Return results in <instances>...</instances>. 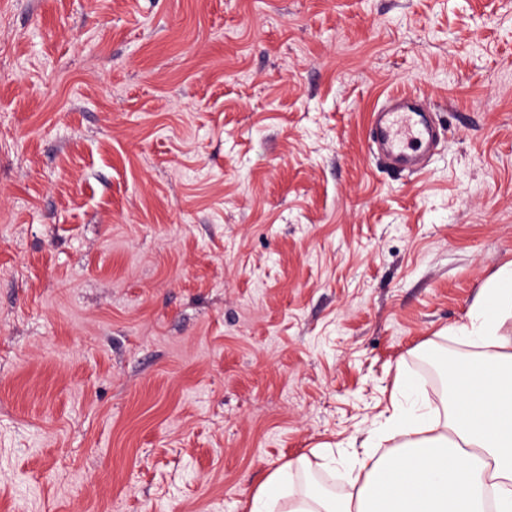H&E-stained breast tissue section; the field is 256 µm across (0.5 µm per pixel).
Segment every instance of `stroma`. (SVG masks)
<instances>
[{
    "label": "stroma",
    "instance_id": "1",
    "mask_svg": "<svg viewBox=\"0 0 512 512\" xmlns=\"http://www.w3.org/2000/svg\"><path fill=\"white\" fill-rule=\"evenodd\" d=\"M511 261L512 0H0V512L341 492ZM392 102L373 112L371 147L410 172L422 170L413 165L417 154L435 139V130L426 118L431 107L417 97H396Z\"/></svg>",
    "mask_w": 512,
    "mask_h": 512
}]
</instances>
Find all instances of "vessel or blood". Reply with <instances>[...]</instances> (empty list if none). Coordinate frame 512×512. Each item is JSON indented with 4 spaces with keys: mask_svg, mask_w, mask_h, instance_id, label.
Listing matches in <instances>:
<instances>
[{
    "mask_svg": "<svg viewBox=\"0 0 512 512\" xmlns=\"http://www.w3.org/2000/svg\"><path fill=\"white\" fill-rule=\"evenodd\" d=\"M430 105L416 97H397L391 105L373 114L371 145L395 164L412 169L419 152L435 139V130L426 118Z\"/></svg>",
    "mask_w": 512,
    "mask_h": 512,
    "instance_id": "b4317fda",
    "label": "vessel or blood"
}]
</instances>
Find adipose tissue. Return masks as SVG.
Wrapping results in <instances>:
<instances>
[{
  "mask_svg": "<svg viewBox=\"0 0 512 512\" xmlns=\"http://www.w3.org/2000/svg\"><path fill=\"white\" fill-rule=\"evenodd\" d=\"M512 312V262L481 288L461 337L475 362L457 365L444 409L393 401L382 437L394 449L375 456L374 437L354 454L340 495L292 487L291 460L252 495L249 512H512V338L501 333Z\"/></svg>",
  "mask_w": 512,
  "mask_h": 512,
  "instance_id": "adipose-tissue-1",
  "label": "adipose tissue"
}]
</instances>
